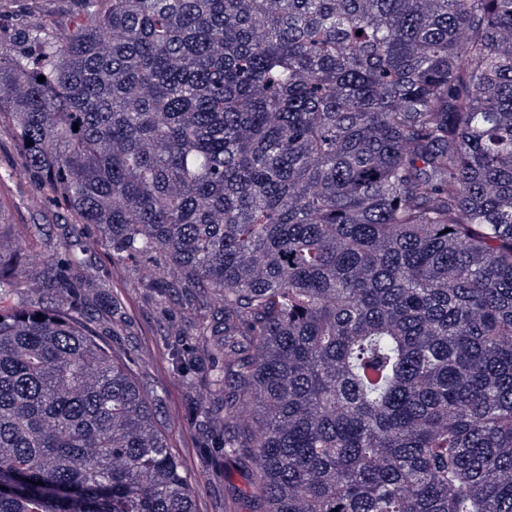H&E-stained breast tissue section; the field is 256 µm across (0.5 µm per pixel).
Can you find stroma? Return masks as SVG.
<instances>
[{
	"mask_svg": "<svg viewBox=\"0 0 512 512\" xmlns=\"http://www.w3.org/2000/svg\"><path fill=\"white\" fill-rule=\"evenodd\" d=\"M127 296L134 309L132 321L122 325L116 346L147 357V364L137 366L141 383L157 391L160 398L158 415L168 430L173 452L186 464L194 487L196 512H259L249 495V474L245 469H225L220 464V449L201 447L202 428L197 414L186 397L182 378L171 371L168 352L159 337L168 319L185 316L182 305H175L167 315L140 300L135 290Z\"/></svg>",
	"mask_w": 512,
	"mask_h": 512,
	"instance_id": "1",
	"label": "stroma"
}]
</instances>
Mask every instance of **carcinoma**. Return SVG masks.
<instances>
[{"instance_id":"1","label":"carcinoma","mask_w":512,"mask_h":512,"mask_svg":"<svg viewBox=\"0 0 512 512\" xmlns=\"http://www.w3.org/2000/svg\"><path fill=\"white\" fill-rule=\"evenodd\" d=\"M1 13L0 130L72 233L0 176V512H195L127 288L183 300L170 366L263 512H512V0Z\"/></svg>"}]
</instances>
